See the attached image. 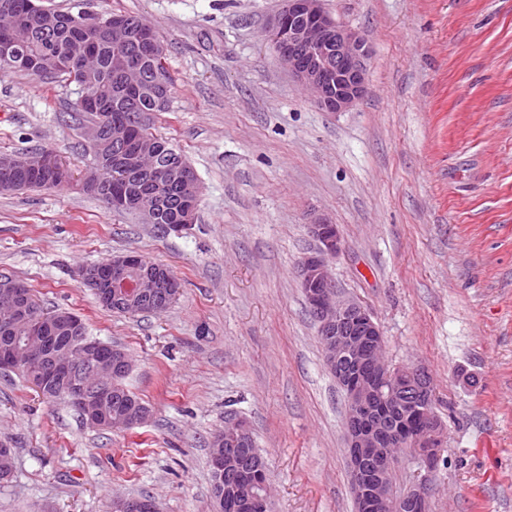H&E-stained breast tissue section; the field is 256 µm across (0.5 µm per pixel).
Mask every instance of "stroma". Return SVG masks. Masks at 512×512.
I'll return each instance as SVG.
<instances>
[{
  "instance_id": "35a3bbf8",
  "label": "stroma",
  "mask_w": 512,
  "mask_h": 512,
  "mask_svg": "<svg viewBox=\"0 0 512 512\" xmlns=\"http://www.w3.org/2000/svg\"><path fill=\"white\" fill-rule=\"evenodd\" d=\"M144 19L166 49L167 111L151 113L197 174L195 224H146L83 191L73 83L0 75V151L49 150L73 174L0 192V277L66 309L133 358L152 409L108 431L0 371V444L15 476L0 512H109L113 494L210 512L208 442L245 418L270 512H354L346 399L326 368L296 267L309 224L339 225L330 262L380 325L392 366L431 376L444 424L431 512H512V0H323L372 48L367 91L319 108L278 60L285 0H53ZM135 253L182 290L163 314L103 308L83 266Z\"/></svg>"
}]
</instances>
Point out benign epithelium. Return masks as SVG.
<instances>
[{"label": "benign epithelium", "mask_w": 512, "mask_h": 512, "mask_svg": "<svg viewBox=\"0 0 512 512\" xmlns=\"http://www.w3.org/2000/svg\"><path fill=\"white\" fill-rule=\"evenodd\" d=\"M288 6L269 23L270 40L279 61L314 102L328 112L353 108L366 93L367 62L371 48L357 30L335 21L322 7V0H287ZM32 14L45 20V33L57 26L52 14L37 0H30ZM108 36L119 43L134 41L150 54L163 51V44L153 31L135 28L122 16L112 17L105 25ZM87 139L96 143L105 137L112 145V167L122 166L129 151L126 120L117 114L107 126H93ZM0 166L31 173H49L51 179H65L67 170L49 160L46 153L28 156L1 155ZM149 176L156 184L170 180L182 183L186 193L178 208L188 217L195 216L201 186L194 170L154 164ZM85 188L94 193L106 189L102 165L88 166L83 176ZM317 247L304 255L297 267L301 288L310 313L322 337L329 371L344 390L347 399L345 418L346 456L349 489L356 512H402L410 501L419 512H427L431 498V474L435 472L431 449L442 448L444 428L430 407L431 379L427 372H404L390 367L379 351L385 341L383 331L371 311L342 295L331 277L328 260L342 247L336 224L317 222L310 225ZM137 275L138 296L122 303L140 309L150 305L154 311L174 301L181 283L161 266L144 268L134 253L119 254L100 267L85 266L79 272L80 283L97 292L103 303L116 302L118 288L125 277ZM26 287L19 282L0 283V304L17 306L27 298ZM80 353L92 362L103 380L129 374L132 360L121 348L104 350L97 341H84ZM36 356L32 346L23 349L0 348V369L17 370ZM46 379H68L78 371L77 362L67 354L46 358L42 366ZM74 406L88 422L105 426L107 422L90 409L92 398L84 384L74 385ZM150 420V411L132 405L113 430L141 426ZM249 427L242 418H230L224 424V454H211V464L224 472V490L241 497L248 512H266L269 494L267 482L260 477V463L243 474L235 464L238 447L245 444ZM397 448H410L425 474L414 482L406 495L394 496L389 475L398 464ZM122 512H159L156 501L132 498L119 503Z\"/></svg>", "instance_id": "benign-epithelium-1"}]
</instances>
